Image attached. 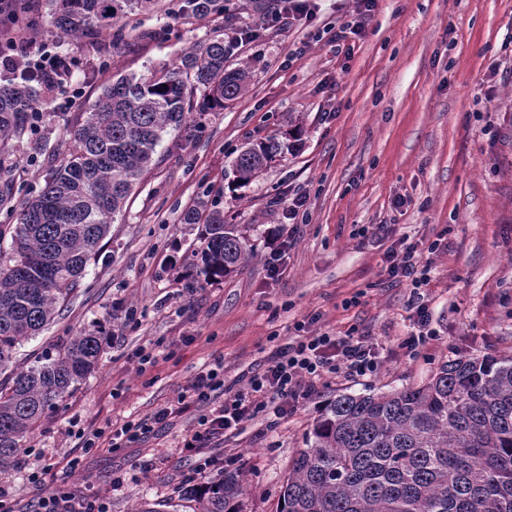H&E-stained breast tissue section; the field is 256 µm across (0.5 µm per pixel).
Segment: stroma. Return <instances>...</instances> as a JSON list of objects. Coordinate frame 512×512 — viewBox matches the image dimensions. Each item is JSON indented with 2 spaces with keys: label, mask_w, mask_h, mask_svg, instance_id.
<instances>
[{
  "label": "stroma",
  "mask_w": 512,
  "mask_h": 512,
  "mask_svg": "<svg viewBox=\"0 0 512 512\" xmlns=\"http://www.w3.org/2000/svg\"><path fill=\"white\" fill-rule=\"evenodd\" d=\"M353 11L352 0H321L312 25L273 27L254 41L243 32L261 21L259 10L232 24L241 37L230 64L248 66L247 91L207 110L205 92L195 90L191 114L165 136L71 300L18 350L22 370L94 323L110 335L97 372L0 469L15 512L54 488L48 476L31 481L32 472L48 463L62 471L74 457V497L100 493L109 512L176 498L192 472L178 447L196 430V411L117 452L83 450L79 432L153 415L206 367H223L225 384L244 385L294 323L312 316L318 329L367 336L381 366L336 378L278 422H248L208 443L207 454L236 457L244 472L241 512H276L290 460L336 394L423 384L458 352L512 355V0H379L351 55L317 40ZM232 25L223 14L185 19L161 0L127 15L120 46L105 33L57 45L74 62L72 77L60 91L37 93L40 121L10 160L0 228L15 226L45 184L51 160L34 156V142L63 153L66 127L103 85L178 63ZM296 126V150L233 188L242 146ZM289 193L306 198L304 216L292 222ZM202 198L217 202L226 223L252 225L257 262L215 281L180 277L201 231L180 218ZM438 237L441 249L428 252ZM404 239L431 265L424 294L438 332L413 358L399 347L412 328L410 290L384 262ZM274 249L282 260L273 274ZM142 349L155 365L140 364ZM149 448L164 460L147 470Z\"/></svg>",
  "instance_id": "1"
}]
</instances>
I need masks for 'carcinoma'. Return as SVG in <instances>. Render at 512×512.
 <instances>
[{"instance_id": "cac0c4a2", "label": "carcinoma", "mask_w": 512, "mask_h": 512, "mask_svg": "<svg viewBox=\"0 0 512 512\" xmlns=\"http://www.w3.org/2000/svg\"><path fill=\"white\" fill-rule=\"evenodd\" d=\"M63 37L112 30L120 19L157 0H51ZM186 18L225 11L224 0H178ZM234 41L196 45L177 65L122 76L105 87L95 108L69 129L67 148L41 192L27 203L0 262V367L22 341L53 319L70 299L92 255L123 212L133 188L154 163L163 135L189 113L187 91L202 87L214 106L248 89L249 72L226 67ZM39 83L0 85V155L33 133ZM271 136L244 146L232 164L246 185L276 158L293 151ZM184 224L202 225L190 279L224 277L256 256L249 228L224 222V211L201 202ZM101 328L66 338L36 364L0 379V466L98 366ZM240 475L181 490L190 512H239ZM277 512H512V356L455 354L421 384L381 393H341L322 408L308 445L288 465Z\"/></svg>"}]
</instances>
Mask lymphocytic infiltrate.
Masks as SVG:
<instances>
[{
    "mask_svg": "<svg viewBox=\"0 0 512 512\" xmlns=\"http://www.w3.org/2000/svg\"><path fill=\"white\" fill-rule=\"evenodd\" d=\"M15 56L0 58V67L21 74H33L46 90L55 87V56L45 46L22 42L15 47ZM390 277L409 282L411 308L417 330L405 338L400 348L406 356L417 355L437 331L431 326L428 304L422 289L429 282L430 267L420 264L413 246L402 251H389L385 256ZM295 334L276 348L267 367L249 376L244 387L236 389L225 384L217 369H202L190 380L176 405L156 411L152 416L130 420L113 429L110 438L113 451L137 443L156 426L188 410L198 413V427L181 448L184 456L194 461L193 478L201 479L217 465L213 456L200 455L209 440L237 430L247 421L268 415L283 418L291 414L300 401L315 395L329 378L366 377L378 370V358L366 337H338L327 332L310 331L306 322L294 325ZM223 394L222 404H215L216 394ZM28 512H108L99 495L75 500L73 494L58 485L53 494L34 499Z\"/></svg>",
    "mask_w": 512,
    "mask_h": 512,
    "instance_id": "1",
    "label": "lymphocytic infiltrate"
}]
</instances>
